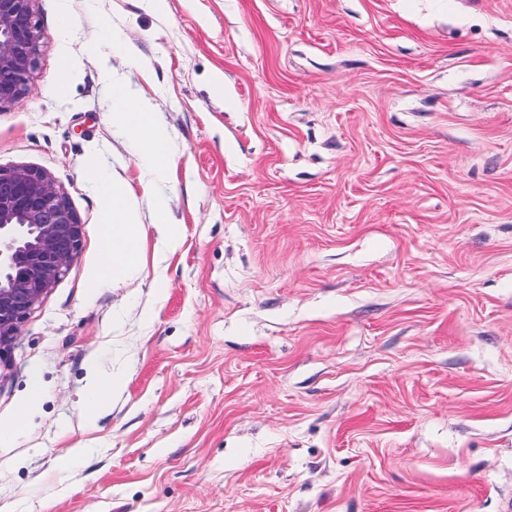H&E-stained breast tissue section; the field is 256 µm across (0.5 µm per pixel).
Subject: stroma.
<instances>
[{"label":"stroma","mask_w":512,"mask_h":512,"mask_svg":"<svg viewBox=\"0 0 512 512\" xmlns=\"http://www.w3.org/2000/svg\"><path fill=\"white\" fill-rule=\"evenodd\" d=\"M0 166L82 224L0 368V512H503L512 501V0H35ZM224 76L214 97L210 78ZM151 98L170 175L115 129ZM130 189L138 270L92 288ZM178 246L155 264V204ZM122 377L95 428L91 367ZM42 399V389L36 377L28 393L19 401L15 416L9 421H0V443L10 441L29 421L31 414Z\"/></svg>","instance_id":"obj_1"}]
</instances>
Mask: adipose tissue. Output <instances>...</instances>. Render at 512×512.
Returning <instances> with one entry per match:
<instances>
[{
	"instance_id": "ef3b65f1",
	"label": "adipose tissue",
	"mask_w": 512,
	"mask_h": 512,
	"mask_svg": "<svg viewBox=\"0 0 512 512\" xmlns=\"http://www.w3.org/2000/svg\"><path fill=\"white\" fill-rule=\"evenodd\" d=\"M112 123L135 137L141 148L145 167L157 175L169 174L171 154L148 98L133 94L121 82H113ZM143 233L124 189H113L104 202L101 229L103 259L101 279L120 280L137 268L141 261L140 243ZM120 379L111 374L92 373L81 407L88 423H96L102 408L112 400Z\"/></svg>"
}]
</instances>
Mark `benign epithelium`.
Instances as JSON below:
<instances>
[{"label":"benign epithelium","mask_w":512,"mask_h":512,"mask_svg":"<svg viewBox=\"0 0 512 512\" xmlns=\"http://www.w3.org/2000/svg\"><path fill=\"white\" fill-rule=\"evenodd\" d=\"M34 0H0V109L29 92L43 34ZM82 224L45 170L0 167V364L80 250Z\"/></svg>","instance_id":"1"}]
</instances>
